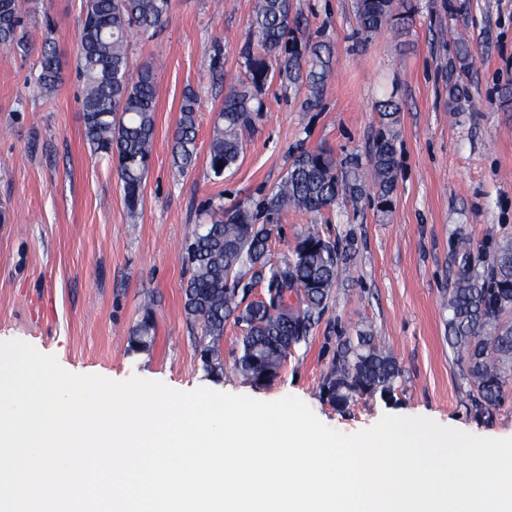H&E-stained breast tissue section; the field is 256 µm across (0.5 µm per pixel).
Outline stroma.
<instances>
[{"label": "stroma", "mask_w": 512, "mask_h": 512, "mask_svg": "<svg viewBox=\"0 0 512 512\" xmlns=\"http://www.w3.org/2000/svg\"><path fill=\"white\" fill-rule=\"evenodd\" d=\"M254 0H171L152 38L134 37L131 70H157L156 138L137 211H129L107 156L84 134L82 80L76 70L81 0H22L38 29L27 55L0 50V341L20 339L78 374L115 381L138 376L179 391L207 387L263 401L294 396L325 425L353 434L386 414L423 416L491 438L512 436V390L493 418L474 416L466 362L448 345L443 305L458 265L454 247L472 249L512 237V0H399L409 19L359 33L354 0H293L304 42L324 45L332 76L316 106L274 81L244 138L233 170L214 176L208 152L231 80L241 76L239 49ZM473 56L469 100L448 97L453 34ZM52 35L62 82L49 96L35 86L39 48ZM201 98L197 160L182 173L172 159L180 104ZM394 100L397 190L387 208L373 193L338 201L322 214L269 218L261 200L281 181L300 149L368 159L378 101ZM256 210L271 221L272 262L287 260L299 235L351 241L350 271L281 377L257 388L236 375L241 331L227 322L224 372L210 376L196 350L201 337L184 311L191 275L184 247L217 205ZM154 301L149 350L127 339L145 299ZM371 329L402 375L393 399L358 398L340 410L321 385L340 337Z\"/></svg>", "instance_id": "1"}]
</instances>
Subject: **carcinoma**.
<instances>
[{
    "mask_svg": "<svg viewBox=\"0 0 512 512\" xmlns=\"http://www.w3.org/2000/svg\"><path fill=\"white\" fill-rule=\"evenodd\" d=\"M171 7V0H82L76 62L83 79L81 106L85 138L91 150L112 158L128 209L136 211L149 170L155 134L157 82L151 68H129V38L140 32L153 36ZM359 31L367 35L405 19L397 0H355ZM35 17L18 0H0V48L25 53ZM297 19L291 0H254L247 36L240 49L243 76L224 95L209 147V169L217 177L232 169L243 151V136L262 109L260 95L274 77L288 86H306V106L319 100L330 76L321 46L305 49L295 35ZM459 70L470 68L471 49L456 38ZM61 65L55 43L45 37L36 87L50 95L60 83ZM448 96L469 98L468 86L448 75ZM200 96L184 95L174 135L173 161L187 172L196 161V119ZM397 105L379 104L382 127L373 140L370 167L351 154L336 159L326 150L304 149L294 156L276 188L263 200L270 215L288 209L319 213L340 198L353 204L372 183L380 205L396 191L397 159L394 125ZM270 230L256 216L237 206L221 210L204 230H196L184 248L191 276L184 287V309L201 326L200 360L207 374L223 372L221 341L229 319L242 327L235 369L247 383L263 387L275 382L288 356L306 341L323 315L340 274L350 263L352 243L331 241L317 230L297 240L291 258L268 259ZM459 271L448 291V346L466 360L465 379L472 390L474 415L491 418L500 409L505 388L512 383V238L500 239L489 250L473 253L459 238ZM267 280L265 298L243 303L242 279ZM297 306L286 303L290 295ZM156 326L152 303L143 305L141 319L128 337L129 350H147ZM401 370L395 358L365 330L342 336L323 379L327 401L344 409L359 397H394Z\"/></svg>",
    "mask_w": 512,
    "mask_h": 512,
    "instance_id": "obj_1",
    "label": "carcinoma"
}]
</instances>
